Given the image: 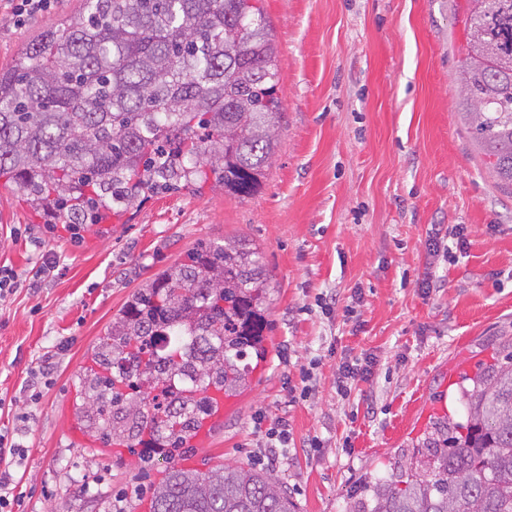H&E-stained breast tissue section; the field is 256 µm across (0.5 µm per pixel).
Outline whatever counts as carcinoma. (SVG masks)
Here are the masks:
<instances>
[{
  "mask_svg": "<svg viewBox=\"0 0 512 512\" xmlns=\"http://www.w3.org/2000/svg\"><path fill=\"white\" fill-rule=\"evenodd\" d=\"M260 0H83L0 72V182L88 223L171 189L260 190L284 112ZM461 105L491 177L512 187V0H466ZM269 274L244 239L200 243L135 292L80 378L76 414L106 445L182 448L264 358ZM464 376L462 415L369 478L348 512H512V338ZM153 512H296L275 476L173 467Z\"/></svg>",
  "mask_w": 512,
  "mask_h": 512,
  "instance_id": "carcinoma-1",
  "label": "carcinoma"
}]
</instances>
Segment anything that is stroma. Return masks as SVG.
Here are the masks:
<instances>
[{
    "mask_svg": "<svg viewBox=\"0 0 512 512\" xmlns=\"http://www.w3.org/2000/svg\"><path fill=\"white\" fill-rule=\"evenodd\" d=\"M81 0H51L17 20L0 6V69ZM273 28L284 123L258 194L172 190L112 219L70 233L64 211L36 214L14 186L0 188V265L31 275L42 256L59 262L34 292L0 299V429H21L12 468L13 512H112L149 505L153 486L178 464L261 470L256 412L287 418L296 441L276 475L300 512H346L354 487L383 473L433 418L458 407L462 372L491 361L512 336V190L491 178L456 114L464 0H262ZM463 224L457 263L433 254L435 229ZM248 240L271 276L267 360L238 408L205 448H167L141 467L126 447L85 448L68 435L80 377L113 315L199 241ZM441 281L422 294L423 279ZM335 289L333 317L314 311ZM360 293L361 328L344 317ZM57 371L36 404L20 391L48 351ZM321 350L319 392L291 400L279 363ZM376 355L371 382L336 393L341 359ZM317 436L322 448L299 443ZM82 472L100 497H79Z\"/></svg>",
    "mask_w": 512,
    "mask_h": 512,
    "instance_id": "obj_1",
    "label": "stroma"
}]
</instances>
